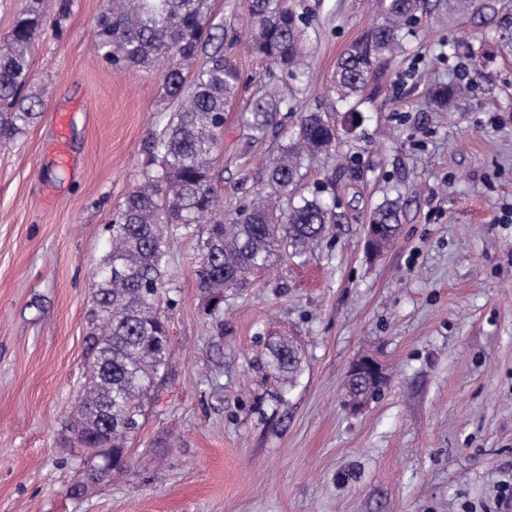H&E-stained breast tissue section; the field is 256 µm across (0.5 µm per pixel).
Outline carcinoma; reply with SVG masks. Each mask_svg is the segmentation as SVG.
<instances>
[{"mask_svg":"<svg viewBox=\"0 0 512 512\" xmlns=\"http://www.w3.org/2000/svg\"><path fill=\"white\" fill-rule=\"evenodd\" d=\"M426 0H381L379 21L352 42L336 62L332 89L337 102L356 112L376 67L402 48L403 32ZM206 0H106L96 21L103 59L124 68L164 60V86L175 104L162 134L145 149L142 181L128 194L111 225L109 250L99 265L94 301L101 325L92 337L91 376L70 424L81 438L77 450L108 459L111 475L128 471V441L141 428L150 393L168 366L169 338L160 313L165 265L174 230L206 223L196 276L206 304L224 301V291L243 288L275 265L289 247L318 243L345 215L336 205L298 188L305 158L336 147L338 132L325 113L304 115L288 144L268 170L260 198L224 219V203L212 183L218 134L224 129L244 83L224 45L237 31L210 22ZM43 16L22 10L0 45V145L12 142L39 115L42 101L25 93L29 61ZM307 16L284 0H251L248 44L252 53L275 65L294 82L310 78L302 43ZM457 84L429 92L437 109L465 95ZM285 101L276 89L260 92L239 113L247 138L258 140L281 127ZM401 206L380 203L382 224L377 251L394 239ZM271 376L293 384L300 371L298 347L269 345Z\"/></svg>","mask_w":512,"mask_h":512,"instance_id":"cac0c4a2","label":"carcinoma"}]
</instances>
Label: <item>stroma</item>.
<instances>
[{
    "label": "stroma",
    "instance_id": "1",
    "mask_svg": "<svg viewBox=\"0 0 512 512\" xmlns=\"http://www.w3.org/2000/svg\"><path fill=\"white\" fill-rule=\"evenodd\" d=\"M309 19L311 84H289L226 48L240 92L214 167L224 216L252 201L289 132L327 112L334 153L302 169L304 191L347 216L284 257L223 315L198 288L204 225L168 254L170 359L128 475L84 498V462L63 442L98 324L93 272L108 224L144 172L171 111L162 66L111 68L94 23L103 0H41L27 91L41 115L0 147V512H508L512 491V0H428L405 50L384 60L360 113L331 109L336 61L376 21L374 0H288ZM469 92L432 110L430 86ZM288 101L282 131L249 141L238 113L258 90ZM68 166L54 160L58 114ZM400 230L378 257L365 228L384 199ZM300 349L293 386L268 377L269 340ZM373 356L387 386L351 411L342 381Z\"/></svg>",
    "mask_w": 512,
    "mask_h": 512
}]
</instances>
